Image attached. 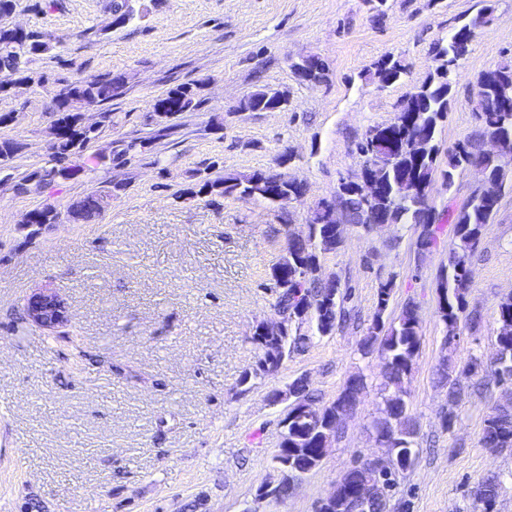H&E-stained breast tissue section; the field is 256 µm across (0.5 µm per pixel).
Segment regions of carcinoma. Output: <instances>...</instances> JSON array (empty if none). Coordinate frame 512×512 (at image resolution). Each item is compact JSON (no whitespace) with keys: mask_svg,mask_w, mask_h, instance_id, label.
Segmentation results:
<instances>
[{"mask_svg":"<svg viewBox=\"0 0 512 512\" xmlns=\"http://www.w3.org/2000/svg\"><path fill=\"white\" fill-rule=\"evenodd\" d=\"M492 8L487 6L470 22L460 26L447 39L437 42L432 49L434 73L402 99L394 118L385 124L367 129L357 144V150L368 154L369 174L376 186L369 200L350 190L342 182L336 189V208L320 201L309 216V233L304 238L291 239L288 248L271 269V280L276 288L275 308L288 316L301 307L316 305L318 311L312 324L320 336L333 334L338 327L351 319L345 306L339 276L324 278L320 273L319 256L337 249L343 243L345 226H357L366 231L375 224H418L422 227L419 245L429 247L434 241V224L440 220L428 202L431 184L436 172H441L446 187H451L457 172L474 161L483 168L485 178L503 186L507 169L497 158L484 151L476 142L461 143L463 153H448L445 169L439 167L437 134L447 119L450 108L451 83L449 75L458 61L469 52L475 29L491 21ZM52 50L50 40L36 31H8L0 29V70L15 76L16 84L42 83L32 75L30 64ZM377 78L384 84L400 80L407 65L392 57L379 59L375 64ZM124 77L113 75L84 79L64 88L56 99L58 118L53 126V153L50 166L21 176L14 187L18 191H37L51 182H66L96 170L100 164L112 162V158L88 156L85 150L97 130L85 127L82 114L70 110L72 100L88 105H101L112 100L123 85ZM485 97L484 111L478 113L480 137L496 140L504 148L512 150V58L502 59L495 67L484 71L477 83ZM281 101L269 90H258L240 102V110L259 112L274 108ZM200 105L197 92L191 86L181 85L169 90L153 103V112L161 119H172L184 112H192ZM125 188L122 183H108L80 200L72 203L61 213L52 206L31 212L30 226L56 224L63 216L85 222L96 220L112 201V196ZM248 193L269 205L281 207L300 201L306 194V184L297 178L280 174L267 176L254 172L249 175L205 177L198 189H187L176 195L178 199H191L199 195L224 197ZM499 197L474 192L457 210L448 212V220L454 224V242L449 250L448 267L442 269L439 283V313L445 326L444 344L448 357L438 369L439 379L448 385V414L445 422L453 425L460 389L456 372L476 379L483 385L481 375L486 372L483 356L471 354L457 367L453 359L456 345L451 338L459 335L460 324L472 329L480 326L481 315L468 309L467 272L471 271L472 258L479 246L485 227L497 211ZM288 276V287H281L276 271ZM392 291V282L378 288V310L373 323L367 328L358 344V351L366 356L378 350L384 372V395L380 416L374 421L376 435L384 438L396 434L399 452L405 461L414 462L416 423L408 412L405 380L410 374L420 347V318L417 306L407 302L397 320L390 324L383 321ZM308 336L291 333L287 336H268L260 326L250 336V341L263 352L256 368L243 372L240 384L276 371L283 360L304 349ZM496 358L491 363L497 381L512 382V296L499 304L498 331L495 336ZM364 387L360 374L350 377L342 392L330 403L322 400L304 379L288 385L289 400L295 407L288 410L290 417L281 421L278 448L273 455L274 468L285 471L279 484V493L288 497L294 482L312 471L331 447L338 431L329 428L331 419L339 414L352 412ZM480 444L492 451L512 449V402L507 400L496 405L484 420ZM404 465L397 470H374L359 464L344 472L336 481V503L325 512H344L347 498L353 497L358 485L371 482L378 490L370 503V512H388L389 498L396 487V478L407 471ZM502 484V476L490 474L478 483L474 500L481 505L478 512H493Z\"/></svg>","mask_w":512,"mask_h":512,"instance_id":"cac0c4a2","label":"carcinoma"}]
</instances>
